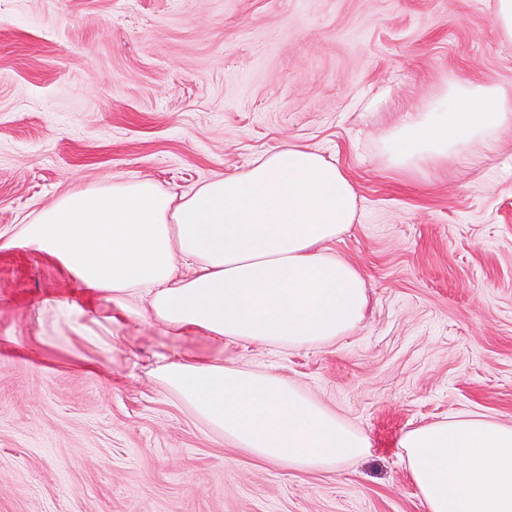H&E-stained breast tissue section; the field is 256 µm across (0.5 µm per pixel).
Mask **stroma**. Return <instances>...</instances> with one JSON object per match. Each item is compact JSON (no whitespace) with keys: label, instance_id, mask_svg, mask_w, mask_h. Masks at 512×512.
I'll return each mask as SVG.
<instances>
[{"label":"stroma","instance_id":"obj_1","mask_svg":"<svg viewBox=\"0 0 512 512\" xmlns=\"http://www.w3.org/2000/svg\"><path fill=\"white\" fill-rule=\"evenodd\" d=\"M495 0H0V230L64 194L149 178L187 192L284 143L320 150L359 203L332 244L365 274L335 344H219L115 315L89 337L45 302L99 303L32 249H0V512H427L409 429L512 425V132L499 163L384 169L377 137L456 78L512 88ZM375 121L365 101L384 89ZM111 333V348L98 336ZM287 377L371 440L341 474L269 463L212 431L161 359Z\"/></svg>","mask_w":512,"mask_h":512}]
</instances>
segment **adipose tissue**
Wrapping results in <instances>:
<instances>
[{"label": "adipose tissue", "instance_id": "adipose-tissue-1", "mask_svg": "<svg viewBox=\"0 0 512 512\" xmlns=\"http://www.w3.org/2000/svg\"><path fill=\"white\" fill-rule=\"evenodd\" d=\"M512 129V89L451 80L384 128L387 169L438 170L474 147L494 154ZM358 194L317 149L285 143L242 171L188 193L114 180L59 197L0 249L31 248L129 316L178 337L321 347L365 319L362 271L331 245L353 224ZM159 376L225 439L297 470H340L369 437L287 378L232 361L163 362ZM402 459L427 512H512V425L459 415L406 431Z\"/></svg>", "mask_w": 512, "mask_h": 512}]
</instances>
